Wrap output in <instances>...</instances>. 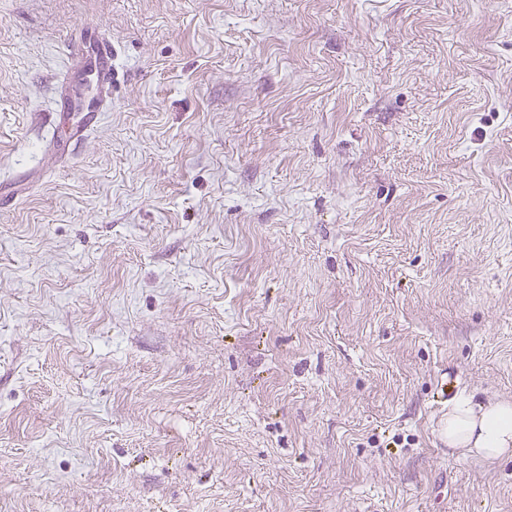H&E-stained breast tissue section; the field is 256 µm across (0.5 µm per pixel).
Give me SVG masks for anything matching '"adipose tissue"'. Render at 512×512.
Returning a JSON list of instances; mask_svg holds the SVG:
<instances>
[{
    "instance_id": "1",
    "label": "adipose tissue",
    "mask_w": 512,
    "mask_h": 512,
    "mask_svg": "<svg viewBox=\"0 0 512 512\" xmlns=\"http://www.w3.org/2000/svg\"><path fill=\"white\" fill-rule=\"evenodd\" d=\"M442 434L450 448H460L486 459L512 453V401L484 404L460 395L448 403Z\"/></svg>"
}]
</instances>
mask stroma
<instances>
[{
  "instance_id": "1",
  "label": "stroma",
  "mask_w": 512,
  "mask_h": 512,
  "mask_svg": "<svg viewBox=\"0 0 512 512\" xmlns=\"http://www.w3.org/2000/svg\"><path fill=\"white\" fill-rule=\"evenodd\" d=\"M461 393L512 401V0H0V512H512ZM67 50L82 64V70L88 72L90 81L96 86L95 96L78 100L71 96L67 83H60L55 112H82L84 122L69 131V139H81V134L91 126L96 112H106L111 101L112 92V43L102 34L71 38L67 42Z\"/></svg>"
}]
</instances>
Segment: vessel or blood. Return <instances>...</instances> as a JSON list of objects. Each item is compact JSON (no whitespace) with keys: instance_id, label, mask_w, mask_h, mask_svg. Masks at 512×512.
<instances>
[{"instance_id":"obj_1","label":"vessel or blood","mask_w":512,"mask_h":512,"mask_svg":"<svg viewBox=\"0 0 512 512\" xmlns=\"http://www.w3.org/2000/svg\"><path fill=\"white\" fill-rule=\"evenodd\" d=\"M67 49L87 71L90 81L95 85V96L79 100L71 96L67 85H60L56 107L68 112H80L84 115L82 125L69 132L70 138H80L86 125L92 124L96 113L106 111L112 92V44L101 34H89L70 39Z\"/></svg>"}]
</instances>
